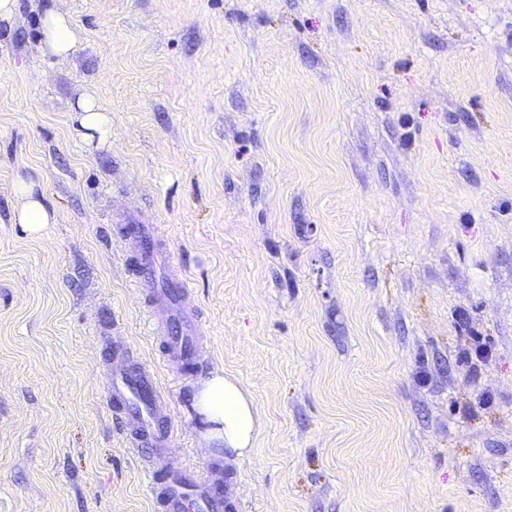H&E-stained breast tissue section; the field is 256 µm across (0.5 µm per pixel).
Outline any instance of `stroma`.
Listing matches in <instances>:
<instances>
[{"label": "stroma", "instance_id": "1", "mask_svg": "<svg viewBox=\"0 0 512 512\" xmlns=\"http://www.w3.org/2000/svg\"><path fill=\"white\" fill-rule=\"evenodd\" d=\"M48 0L0 23V512H153L99 376L152 359L121 224L159 225L261 430L241 512H512V0ZM112 144L74 131L77 100ZM57 212L10 221L16 176ZM489 362L460 361L471 334ZM41 35L49 55L64 57L80 45L82 29L70 14L51 4L41 20ZM75 130L89 145L107 146L112 142V114L97 105L91 97L82 98L75 109Z\"/></svg>", "mask_w": 512, "mask_h": 512}]
</instances>
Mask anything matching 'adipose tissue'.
I'll return each instance as SVG.
<instances>
[{"instance_id": "adipose-tissue-1", "label": "adipose tissue", "mask_w": 512, "mask_h": 512, "mask_svg": "<svg viewBox=\"0 0 512 512\" xmlns=\"http://www.w3.org/2000/svg\"><path fill=\"white\" fill-rule=\"evenodd\" d=\"M41 35L48 54L64 57L80 45L82 29L70 14L52 5L41 20ZM74 113L77 132L84 142L97 147L111 144V112L85 97ZM14 193L19 204L12 221L27 235H40L46 225L55 223L54 210L49 209L32 181L17 178ZM192 406L204 424L200 434L204 448L224 447L233 460L250 453L259 434L260 418L252 395L236 378L220 370L211 372L195 388Z\"/></svg>"}]
</instances>
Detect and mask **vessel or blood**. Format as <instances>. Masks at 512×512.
<instances>
[{
  "instance_id": "obj_1",
  "label": "vessel or blood",
  "mask_w": 512,
  "mask_h": 512,
  "mask_svg": "<svg viewBox=\"0 0 512 512\" xmlns=\"http://www.w3.org/2000/svg\"><path fill=\"white\" fill-rule=\"evenodd\" d=\"M120 232L133 245L127 263L134 268L143 306L162 318L149 323V334L158 342L155 363L143 361L121 337H108L103 365L108 405L141 457L158 512H235L236 502L224 496L220 462H209L201 471L175 470L168 464L175 452L174 431L160 373L168 370L184 376L205 356L191 282L170 262L167 243L155 225L135 221Z\"/></svg>"
}]
</instances>
